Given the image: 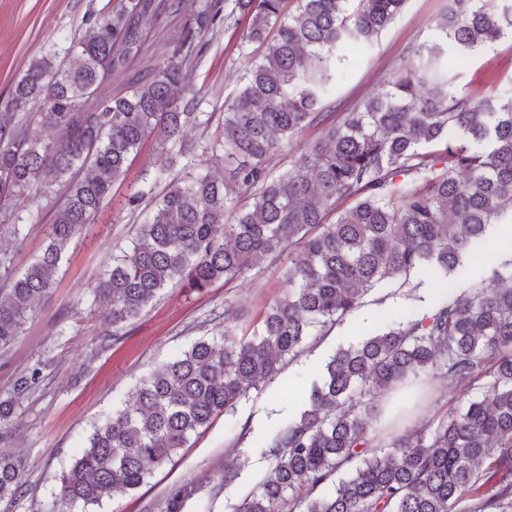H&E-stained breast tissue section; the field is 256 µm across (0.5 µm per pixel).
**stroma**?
<instances>
[{
	"label": "stroma",
	"mask_w": 512,
	"mask_h": 512,
	"mask_svg": "<svg viewBox=\"0 0 512 512\" xmlns=\"http://www.w3.org/2000/svg\"><path fill=\"white\" fill-rule=\"evenodd\" d=\"M108 0H0V101L25 63L49 42L80 34L89 8ZM448 0H408L405 9L364 52L350 51L339 67L329 109L341 112L357 101L381 92L402 63L409 46L433 36L432 28L447 10ZM188 21L187 13L166 14L149 21L148 37L127 75L113 78L111 94H124L133 78L161 61L168 38ZM237 31L220 29L207 35L206 49L195 72L197 87L207 93L214 116L208 127H188V148L222 135L224 103L240 88L247 58L237 48ZM459 93L484 96L512 94V37L465 54L452 63ZM156 150L146 141L131 160L128 179L112 187L98 223L86 228L65 255L52 296L39 302L25 331L7 357L0 358V395L12 391L16 378L29 368L42 370L40 387L17 410L8 440L0 448L19 454L24 487L17 500L0 502V512H53L55 478L79 455L94 425L109 416L127 398L138 380L168 362L187 345L224 325V305L233 303L248 319L259 317L288 284L281 263L263 259L232 287L215 283L207 293L166 288L127 326L118 342L101 344L107 325L102 316L107 303L94 297L104 265L118 247L127 245L138 219L119 210L118 200L132 188L131 176L152 161ZM59 205L56 196L39 201L40 222L14 255L15 269L24 268L42 250L46 226ZM440 280L425 271L411 274L405 284L384 285L368 295L362 307L341 325L305 346L280 374L241 399L235 408L216 415L210 425L192 436L173 463L157 470L135 492L103 498L87 512H143L160 503L167 489L193 480L200 484L185 512H232L264 475L266 445L273 424L303 410L301 402L283 393L284 383L307 388L321 378L325 364L338 349L358 345L366 335L399 320L408 312L423 313L441 291ZM239 457L242 467L234 481H221L227 458Z\"/></svg>",
	"instance_id": "35a3bbf8"
}]
</instances>
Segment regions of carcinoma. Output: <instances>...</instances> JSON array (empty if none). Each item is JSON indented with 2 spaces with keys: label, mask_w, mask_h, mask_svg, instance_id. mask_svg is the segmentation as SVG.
Returning <instances> with one entry per match:
<instances>
[{
  "label": "carcinoma",
  "mask_w": 512,
  "mask_h": 512,
  "mask_svg": "<svg viewBox=\"0 0 512 512\" xmlns=\"http://www.w3.org/2000/svg\"><path fill=\"white\" fill-rule=\"evenodd\" d=\"M166 54L118 97L101 88L126 72L146 20L182 11ZM121 0L91 10L85 32L30 59L0 112V355L50 297L72 241L101 210L130 157L154 138L169 162L141 173L127 210L143 222L93 293L107 302L112 341L168 285L204 293L264 258L285 263L288 292L256 327L229 304L224 331L153 371L57 477L59 512L133 492L172 462L212 418L277 376L315 336L375 288L427 270L446 295L420 318L339 350L310 407L277 425L263 478L235 512H512V259L486 282L448 280L485 250L488 226L512 218V97L460 95L444 57L512 34V0H450L436 38L412 44L388 89L345 112L325 111L338 53L370 44L407 0ZM244 19L238 49L266 45L235 97L223 135L201 154L184 127L208 125L191 79L204 37ZM311 127L320 139L274 176L270 161ZM43 129L52 138L40 136ZM224 160V178L199 156ZM166 191L150 200L152 185ZM247 193L239 206L234 199ZM58 193L42 254L23 272L13 250L39 223L32 204ZM470 383L477 395L424 427L373 426L380 398L411 379ZM41 369L0 397V440ZM21 461L0 453V501L21 496ZM197 488L177 483L162 512H184Z\"/></svg>",
  "instance_id": "carcinoma-1"
}]
</instances>
